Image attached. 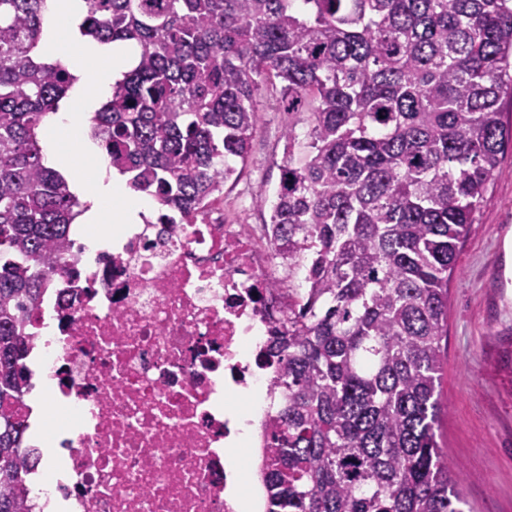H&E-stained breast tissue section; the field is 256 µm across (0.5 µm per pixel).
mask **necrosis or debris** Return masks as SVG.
<instances>
[{"label":"necrosis or debris","mask_w":512,"mask_h":512,"mask_svg":"<svg viewBox=\"0 0 512 512\" xmlns=\"http://www.w3.org/2000/svg\"><path fill=\"white\" fill-rule=\"evenodd\" d=\"M142 214L108 249L68 242L30 313L34 349L65 401L39 426L60 451L63 512H248L245 449L265 450L288 266L264 225L209 199L181 224ZM257 417L255 435L239 424Z\"/></svg>","instance_id":"4bbe7bcc"}]
</instances>
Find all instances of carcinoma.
<instances>
[{"label": "carcinoma", "mask_w": 512, "mask_h": 512, "mask_svg": "<svg viewBox=\"0 0 512 512\" xmlns=\"http://www.w3.org/2000/svg\"><path fill=\"white\" fill-rule=\"evenodd\" d=\"M46 0H0V512H32L29 313L80 201L44 164L77 77L42 57ZM80 36L133 42L92 134L128 185L195 212L246 162L276 78L271 206L288 318L266 512H466L436 426L457 254L512 141V0H82Z\"/></svg>", "instance_id": "obj_1"}]
</instances>
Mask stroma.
<instances>
[{
	"label": "stroma",
	"mask_w": 512,
	"mask_h": 512,
	"mask_svg": "<svg viewBox=\"0 0 512 512\" xmlns=\"http://www.w3.org/2000/svg\"><path fill=\"white\" fill-rule=\"evenodd\" d=\"M259 108L249 157L224 187L229 222L270 221L289 122L279 85L263 91ZM500 168L458 254L441 341L444 411L436 435L471 512H512V244L501 243L502 234L512 235V145ZM501 268L508 283L496 277Z\"/></svg>",
	"instance_id": "stroma-1"
}]
</instances>
